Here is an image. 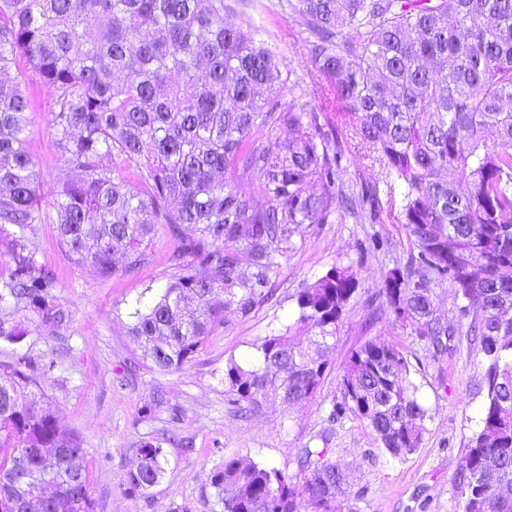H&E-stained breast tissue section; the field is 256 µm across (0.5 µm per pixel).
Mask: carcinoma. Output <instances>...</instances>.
Returning a JSON list of instances; mask_svg holds the SVG:
<instances>
[{
  "label": "carcinoma",
  "instance_id": "1",
  "mask_svg": "<svg viewBox=\"0 0 512 512\" xmlns=\"http://www.w3.org/2000/svg\"><path fill=\"white\" fill-rule=\"evenodd\" d=\"M258 7L0 0V236L12 245L3 310L34 311L52 332L68 321L30 245L47 219L25 149L32 77L52 92L51 135L75 174L52 204L71 262L103 278L134 274L151 261L157 225L176 242L173 278L130 313L129 334L161 373L192 362L225 311H248L291 226L365 211L380 219L377 183H341L354 142L385 170L389 212L417 248L386 274L373 317L411 326L437 359L455 331L437 314L436 288H456L486 385L455 476L462 512H512V0H287L302 27L295 63L244 19ZM336 108L351 134L326 118ZM358 288L351 268L335 266L301 289L285 331L250 360L226 362L228 402L251 412L313 398ZM52 368L36 374L24 355L0 363V512H15L22 490L21 512H94L80 438L50 401L29 398ZM411 368L394 342L359 345L329 418L350 414L391 457H407L426 415ZM164 462V449L145 443L126 491L155 484ZM211 484L223 512H353L326 448L301 449L293 476L228 457Z\"/></svg>",
  "mask_w": 512,
  "mask_h": 512
}]
</instances>
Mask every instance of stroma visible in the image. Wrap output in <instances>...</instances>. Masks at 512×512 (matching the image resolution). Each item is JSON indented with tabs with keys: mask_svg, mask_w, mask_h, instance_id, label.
Returning a JSON list of instances; mask_svg holds the SVG:
<instances>
[{
	"mask_svg": "<svg viewBox=\"0 0 512 512\" xmlns=\"http://www.w3.org/2000/svg\"><path fill=\"white\" fill-rule=\"evenodd\" d=\"M262 2L252 23L286 58L296 59L299 24L279 9L278 0ZM28 94L26 149L48 196L70 171L49 129L48 89L33 82ZM32 243L38 263L57 279L56 294L71 322L67 330L50 334L34 313L18 314L26 334L16 343L0 339V361L25 355L37 368L54 361L42 391L52 399L60 424L83 441L95 512H221L210 479L226 457L247 455L293 475L306 446L328 449L343 467L353 512H462L454 476L485 401L482 353L462 323L455 327L453 351L432 361L411 328L371 323L365 306L385 274L405 262L413 248L403 225L385 217L375 222L365 213L304 225L279 247L268 298L244 313L225 312L223 326L196 359L171 374L140 366L138 345L128 334L129 312L162 291L172 275L165 258L174 242L164 228L153 238L152 262L136 274L108 278L67 259L54 220L35 225ZM337 265L352 267L360 287L317 397L292 408L266 404L240 415L224 395L225 362L249 356L253 343L287 325L298 290ZM377 337L401 344L419 367L414 380L426 410L425 432L420 447L402 460L387 455L359 420L328 419L350 351ZM152 437L165 441L164 472L147 490L127 494L124 482L136 450Z\"/></svg>",
	"mask_w": 512,
	"mask_h": 512,
	"instance_id": "1",
	"label": "stroma"
}]
</instances>
